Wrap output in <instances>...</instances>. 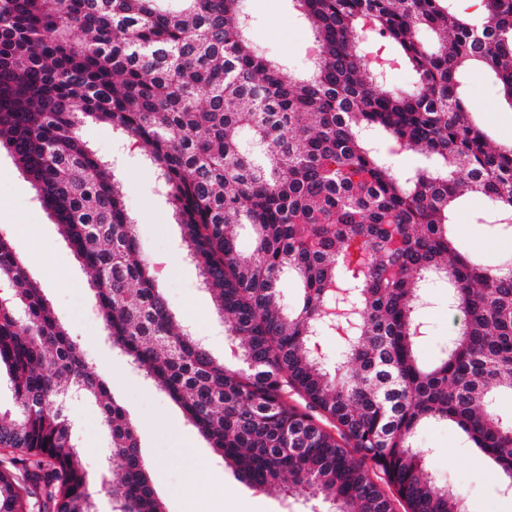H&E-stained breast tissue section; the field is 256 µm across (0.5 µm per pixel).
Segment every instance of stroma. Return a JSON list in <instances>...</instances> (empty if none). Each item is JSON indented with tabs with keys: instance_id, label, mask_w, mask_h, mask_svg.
I'll list each match as a JSON object with an SVG mask.
<instances>
[{
	"instance_id": "1",
	"label": "stroma",
	"mask_w": 512,
	"mask_h": 512,
	"mask_svg": "<svg viewBox=\"0 0 512 512\" xmlns=\"http://www.w3.org/2000/svg\"><path fill=\"white\" fill-rule=\"evenodd\" d=\"M252 18L249 37L269 59L295 73L310 69L311 30L299 19L292 0H243ZM468 98L476 121L492 143H512V107L503 103L491 74L481 68L469 74ZM79 133L87 146L112 165L141 249L152 262L159 290L180 327L203 339L215 358L229 346L224 323L202 283L196 265L182 246L181 229L159 187L146 146L129 142L119 130L88 121ZM480 199H470L454 213L453 232L469 251L496 265L512 256V239L475 224ZM0 234L27 260L58 320L85 349L90 365L108 382L113 398L135 425L140 450L150 467L158 497L166 512H311V502L260 491L241 482L209 443L185 418L181 408L160 391L106 338L103 322L89 288L90 274L75 258L57 224L40 206L28 179L0 148ZM421 316L427 337L417 348L425 363L438 356L439 345L460 319L449 310L446 292L436 285L425 290ZM73 435L86 469L96 476L99 512H112V497L102 475H111L106 457L108 434L97 405L72 399L67 408ZM417 442L428 451V470L441 483L460 491L465 512H512V492H505L501 471L476 449L466 445L453 425L430 423Z\"/></svg>"
}]
</instances>
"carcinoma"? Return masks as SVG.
<instances>
[{
  "label": "carcinoma",
  "mask_w": 512,
  "mask_h": 512,
  "mask_svg": "<svg viewBox=\"0 0 512 512\" xmlns=\"http://www.w3.org/2000/svg\"><path fill=\"white\" fill-rule=\"evenodd\" d=\"M161 2L0 0V144L91 271L112 346L255 488L394 512L387 485L405 512H463L413 441L430 420L457 426L512 485V417L489 407L492 391L512 394V262L484 265L451 233L464 197L480 196L474 222L512 237V144L491 143L464 93L483 66L512 107V0L477 13L456 0H293L315 40L304 78L253 45L242 0ZM367 18L410 89L369 62ZM86 120L149 147L232 360L176 328L110 164L79 138ZM375 132L424 165L396 170ZM286 271L302 292L288 313ZM427 278L463 315L431 366L416 355ZM2 284L15 410L0 411V512H96L64 405L74 396L95 399L108 430L113 512H165L136 427L0 234ZM323 332L340 341L333 362Z\"/></svg>",
  "instance_id": "cac0c4a2"
}]
</instances>
